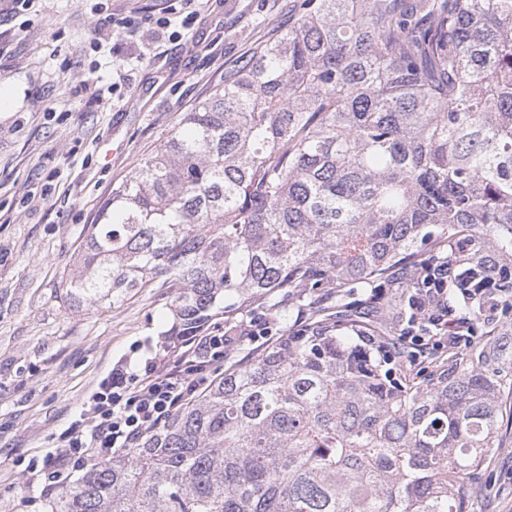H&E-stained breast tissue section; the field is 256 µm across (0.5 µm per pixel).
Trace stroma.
<instances>
[{"label":"stroma","instance_id":"obj_1","mask_svg":"<svg viewBox=\"0 0 512 512\" xmlns=\"http://www.w3.org/2000/svg\"><path fill=\"white\" fill-rule=\"evenodd\" d=\"M175 0H0V512H45L29 465L66 444L117 362L165 345L173 296L132 291L94 308L65 302L87 226L258 43L294 0H202L183 28ZM139 28L119 44L113 20ZM181 40L170 39V31ZM143 55L127 78L113 57ZM111 107L98 103L112 82ZM472 512H512V425Z\"/></svg>","mask_w":512,"mask_h":512}]
</instances>
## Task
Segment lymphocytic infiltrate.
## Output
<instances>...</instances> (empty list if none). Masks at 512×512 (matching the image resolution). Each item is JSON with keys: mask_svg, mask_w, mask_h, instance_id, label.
<instances>
[{"mask_svg": "<svg viewBox=\"0 0 512 512\" xmlns=\"http://www.w3.org/2000/svg\"><path fill=\"white\" fill-rule=\"evenodd\" d=\"M179 366H163L162 354L145 365L118 363L90 397L89 414L73 429L68 449L48 453L27 475L41 492L70 480L74 471L107 454L133 448L148 430L190 402L210 376L224 369V352L235 338L217 332L177 337Z\"/></svg>", "mask_w": 512, "mask_h": 512, "instance_id": "lymphocytic-infiltrate-1", "label": "lymphocytic infiltrate"}]
</instances>
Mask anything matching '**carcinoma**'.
<instances>
[{"label":"carcinoma","instance_id":"carcinoma-1","mask_svg":"<svg viewBox=\"0 0 512 512\" xmlns=\"http://www.w3.org/2000/svg\"><path fill=\"white\" fill-rule=\"evenodd\" d=\"M65 280L166 336L305 319L47 512H469L512 390V0H300L112 187ZM485 340L414 351L415 289Z\"/></svg>","mask_w":512,"mask_h":512}]
</instances>
